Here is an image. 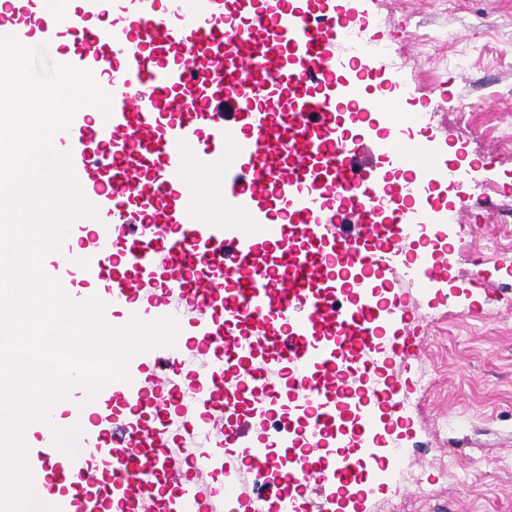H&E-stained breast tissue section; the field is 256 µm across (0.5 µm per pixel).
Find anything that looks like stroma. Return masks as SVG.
I'll return each mask as SVG.
<instances>
[{
  "instance_id": "obj_1",
  "label": "stroma",
  "mask_w": 512,
  "mask_h": 512,
  "mask_svg": "<svg viewBox=\"0 0 512 512\" xmlns=\"http://www.w3.org/2000/svg\"><path fill=\"white\" fill-rule=\"evenodd\" d=\"M390 51L386 79L415 89L436 149L477 161L457 188L468 204L453 230L448 278L401 281L426 351L393 366L407 403L399 447L422 486L375 479L366 512H512V0H352ZM483 100L463 117L459 103ZM480 225L481 235L470 233ZM435 488L432 497L421 487Z\"/></svg>"
}]
</instances>
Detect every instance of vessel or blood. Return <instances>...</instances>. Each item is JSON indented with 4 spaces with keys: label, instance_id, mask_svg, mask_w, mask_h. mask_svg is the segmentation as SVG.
I'll return each mask as SVG.
<instances>
[{
    "label": "vessel or blood",
    "instance_id": "obj_1",
    "mask_svg": "<svg viewBox=\"0 0 512 512\" xmlns=\"http://www.w3.org/2000/svg\"><path fill=\"white\" fill-rule=\"evenodd\" d=\"M357 17L338 0H7L0 36L45 45L50 62L92 70L109 113L79 108L53 145L69 154L94 207L71 223L45 274L67 298H98L113 329L173 319L179 337L133 354L127 377L78 394L33 423L26 454L59 512H204L239 473L281 472L266 488L278 512H324L287 489L354 482L337 456L345 401L382 405L367 382L374 347L411 355L390 336L400 296L354 303L392 264L412 281L442 267L404 260L407 235L376 216L382 199L413 206L421 178L445 179L440 153L398 137L387 162L421 176L378 185L367 144L346 136L337 99L371 123L375 104L352 86L366 63L342 53ZM222 173L240 221H199L198 176ZM279 427L266 436L270 419ZM81 425V451L58 448L61 423Z\"/></svg>",
    "mask_w": 512,
    "mask_h": 512
}]
</instances>
